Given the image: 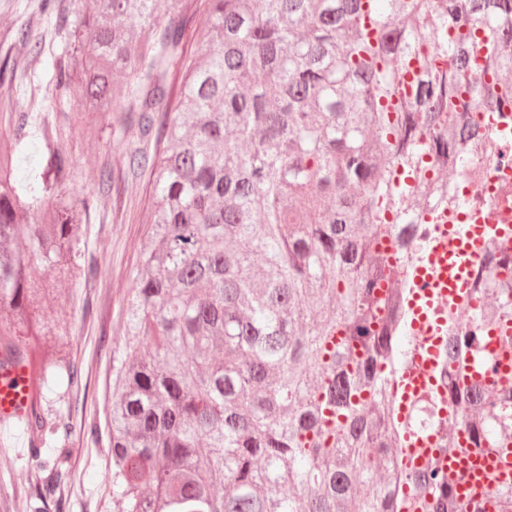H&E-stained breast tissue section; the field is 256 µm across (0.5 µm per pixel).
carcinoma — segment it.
<instances>
[{
    "label": "carcinoma",
    "mask_w": 512,
    "mask_h": 512,
    "mask_svg": "<svg viewBox=\"0 0 512 512\" xmlns=\"http://www.w3.org/2000/svg\"><path fill=\"white\" fill-rule=\"evenodd\" d=\"M206 14L187 57L185 0H93L50 77L73 123L123 112L154 139L127 153L155 202L106 385L118 512H468L400 448L446 403L464 408L470 447L512 449V386L460 383L487 357L484 329L512 316V280L495 275L512 265L489 258L481 292L496 302L456 305L445 393L403 413L388 387L412 352L382 283L415 226L387 216L429 206L421 153L461 167L482 142L471 113L512 110V0H206ZM54 111L4 113L16 151L0 153V354L27 362L31 400L0 426L59 479L68 449L47 393L81 374L60 340L68 306L38 309L54 292L38 269L85 274L94 200L66 199ZM31 145L40 166L17 179Z\"/></svg>",
    "instance_id": "1"
}]
</instances>
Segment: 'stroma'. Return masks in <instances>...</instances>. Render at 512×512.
I'll use <instances>...</instances> for the list:
<instances>
[{"label":"stroma","mask_w":512,"mask_h":512,"mask_svg":"<svg viewBox=\"0 0 512 512\" xmlns=\"http://www.w3.org/2000/svg\"><path fill=\"white\" fill-rule=\"evenodd\" d=\"M40 0H0V60L17 66L12 88H0V109L41 111L55 97L52 86L40 76L48 61L60 54L78 13L89 0H56L57 10L47 16ZM26 29L28 41L17 40ZM41 43L43 56L33 59L32 43ZM129 136L113 132L111 118L96 129H68L64 145L73 163L68 185L76 196L91 195L95 205L83 226V263L93 273L60 282L62 294L74 301L72 324L64 339L70 361L83 373L78 390L52 389L47 409L51 418L68 423L70 454L62 467L64 480L48 495L49 512H114L111 458L107 432L97 440L83 438L84 426L104 421L106 377L112 353L124 341L122 307L133 286L131 270L141 247L152 207V188L147 180L132 178L125 162ZM110 163V188L99 186L103 163ZM9 453L0 452V512H25V502L50 482L48 473L37 471L22 436H14Z\"/></svg>","instance_id":"stroma-1"}]
</instances>
